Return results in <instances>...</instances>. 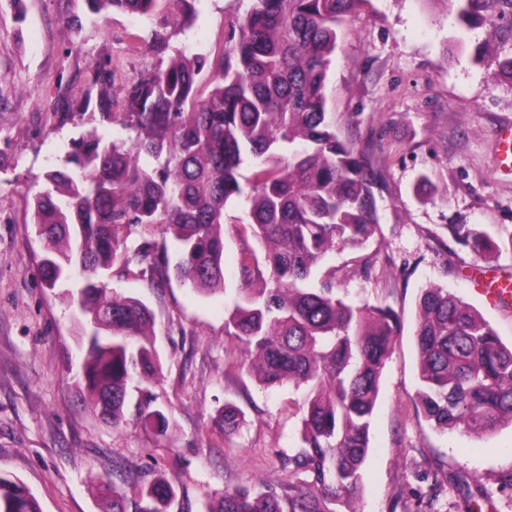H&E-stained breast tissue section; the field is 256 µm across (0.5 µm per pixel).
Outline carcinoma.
Instances as JSON below:
<instances>
[{
  "label": "carcinoma",
  "instance_id": "obj_1",
  "mask_svg": "<svg viewBox=\"0 0 512 512\" xmlns=\"http://www.w3.org/2000/svg\"><path fill=\"white\" fill-rule=\"evenodd\" d=\"M81 2L91 16L157 17L174 33L133 36L169 62L118 87L128 111H112L109 61L92 65V85L100 87L94 109L89 94L81 111L68 99L53 104L59 125L78 120L85 130L46 173L32 223L46 243L39 264L45 284L61 286L75 274L83 281L74 299L84 324L73 377L78 404L118 426L129 382L151 384L161 373L151 311L109 287L113 267L146 264L158 288L173 276L203 292L223 288L226 208L244 195L248 222L239 232L265 252L243 258L249 301L228 324L243 366L261 384L300 392V445L284 460L287 482L227 489L205 512H360L380 378L401 335L391 306L346 302L336 293V267L327 266L348 251L366 280L377 277L375 258L361 250L380 225L376 193L384 174L371 148L336 135L326 94L339 32L365 0H248L214 51L171 45L173 34L196 21L198 0ZM450 8L461 39L479 27L498 33L512 0H450ZM114 123L127 139L99 132ZM137 227L146 233L130 246ZM452 233L478 258L497 248L487 232L466 224ZM169 235L178 244L174 257ZM418 308L416 408L426 421L481 435L512 424V345L445 288L425 289ZM141 419L161 433L170 426L148 403ZM218 422L235 430L243 415L226 405ZM130 485L131 497L101 482L107 512H167L176 498L162 475ZM456 488L471 502L489 497L476 479L461 478ZM0 512L41 507L22 482L1 474Z\"/></svg>",
  "mask_w": 512,
  "mask_h": 512
}]
</instances>
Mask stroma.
I'll return each mask as SVG.
<instances>
[{
    "mask_svg": "<svg viewBox=\"0 0 512 512\" xmlns=\"http://www.w3.org/2000/svg\"><path fill=\"white\" fill-rule=\"evenodd\" d=\"M15 23L0 0V473L19 479L42 512H103L101 479L133 471L162 475L177 493L168 512H204L225 488L286 482L284 457L298 446L293 404L299 392L266 387L234 367L238 340L226 327L241 289L243 252L256 249L234 225L224 227V288L195 290L171 279L150 286L140 266L114 271L111 287L145 302L154 318L162 374L132 383L124 421L115 427L77 406L68 367L79 364L78 329L64 289L47 287L38 263L43 243L31 204L76 125L59 126L55 99L81 101L91 66L110 61L117 84L161 63L134 48L132 34L152 22L115 12L86 17L78 31L59 20L58 0H25ZM197 20L179 41L187 49L223 42L245 0H198ZM447 0H367L345 23L327 82L329 120L346 141L371 143L385 176L380 231L366 251L378 278L365 281L350 253L338 254L336 287L355 303L387 304L399 315L398 337L383 371L365 464L364 512H410L426 490V471L479 480L492 491L481 512H512V426L483 436L431 428L415 410L419 388L413 329L424 288L438 286L476 309L512 343V302H491L490 279L512 278V172H503L495 133L512 122V83L493 59L477 64L484 29L455 40ZM487 231L498 251L474 256L451 227ZM170 418L167 432L144 427L143 400ZM244 422L233 433L216 423L225 405Z\"/></svg>",
    "mask_w": 512,
    "mask_h": 512,
    "instance_id": "35a3bbf8",
    "label": "stroma"
}]
</instances>
